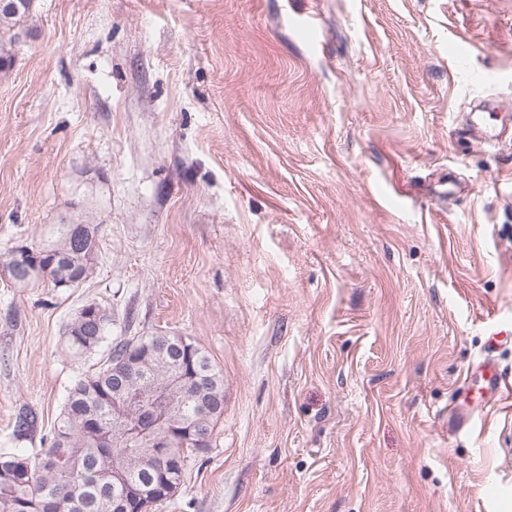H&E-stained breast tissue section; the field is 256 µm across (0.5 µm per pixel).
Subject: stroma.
I'll return each instance as SVG.
<instances>
[{
  "mask_svg": "<svg viewBox=\"0 0 512 512\" xmlns=\"http://www.w3.org/2000/svg\"><path fill=\"white\" fill-rule=\"evenodd\" d=\"M11 53L0 255L62 224L99 250L76 288L0 266V454L162 330L225 403L153 512H512V395L480 367L512 328V0H36ZM88 303L108 342L75 360ZM83 307L66 325L64 332V344L66 349L74 357L80 358L89 356L97 351L100 344L105 339L107 327L112 321L110 313L106 309L98 306L108 313V319L105 325L97 326L91 320L84 317Z\"/></svg>",
  "mask_w": 512,
  "mask_h": 512,
  "instance_id": "obj_1",
  "label": "stroma"
}]
</instances>
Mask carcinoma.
<instances>
[{
  "mask_svg": "<svg viewBox=\"0 0 512 512\" xmlns=\"http://www.w3.org/2000/svg\"><path fill=\"white\" fill-rule=\"evenodd\" d=\"M35 0H18L11 11L0 10V71L12 64L5 44L18 41L14 28L33 13ZM99 225L62 224L57 237L46 245L32 246L28 263L15 260V250L5 253L0 264L7 268L13 282L27 286L40 280H49L56 288H75L87 281L94 272L98 258ZM107 326H98L78 311L66 325L64 344L75 357L89 356L97 351L105 339ZM154 335L125 336L114 342L94 371L80 378L70 391L60 415L54 420L43 441L47 446L27 458L30 471L17 479L6 467L15 458L0 456V512H112V497L124 492V482H112V457L133 455L135 464L126 474V480L152 490L155 449L146 447L145 439L131 438L119 446H112V427L120 424L112 416V387L115 386L120 365L139 356ZM194 345L200 351L198 383L187 388L181 397V421L194 427L193 437L183 441L174 439L169 448L172 454L197 450L198 436L212 438L224 416V377L216 370L205 347ZM150 369L144 380L146 389L164 392L172 377L170 366L158 357L149 361ZM38 416L23 411L16 418L14 434L26 438L37 431ZM62 453L64 466L50 469L43 460Z\"/></svg>",
  "mask_w": 512,
  "mask_h": 512,
  "instance_id": "obj_1",
  "label": "carcinoma"
}]
</instances>
